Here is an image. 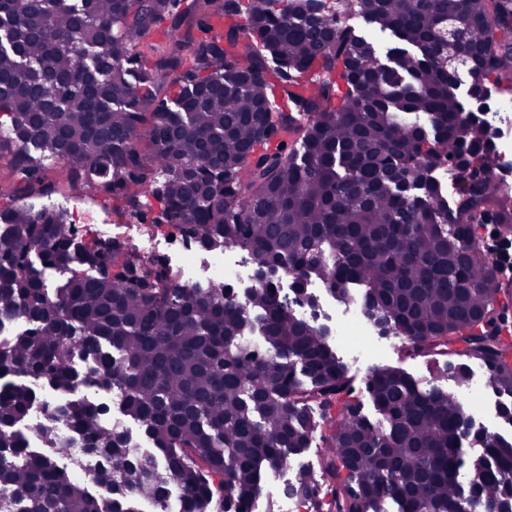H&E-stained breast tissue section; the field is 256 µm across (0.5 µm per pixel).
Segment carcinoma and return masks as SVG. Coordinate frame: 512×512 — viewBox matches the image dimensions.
Segmentation results:
<instances>
[{
  "label": "carcinoma",
  "mask_w": 512,
  "mask_h": 512,
  "mask_svg": "<svg viewBox=\"0 0 512 512\" xmlns=\"http://www.w3.org/2000/svg\"><path fill=\"white\" fill-rule=\"evenodd\" d=\"M0 0V143L12 192L49 196L43 161L67 181L124 200L144 223L149 198L202 251L240 248L252 284L187 285L161 257L112 237L85 242L63 211L0 209V512H248L262 471L325 443L324 480L297 472L289 497L312 512H512V439L475 427L457 391L470 363L509 402L512 342L486 333L497 301L477 224L512 234V205L488 171L493 128L465 109L461 50L479 102L512 93V0ZM350 8L408 48L384 63L343 27ZM228 19L214 34L205 17ZM168 23L163 44H146ZM193 65L184 67L185 52ZM458 179L454 202L436 173ZM86 272L49 289L42 274ZM291 275L294 300L280 296ZM321 283L382 316L409 351L445 358L428 389L374 369L362 413L332 333L300 317ZM104 380L112 405L85 390ZM57 399L47 406L46 393ZM34 423L41 449L20 426ZM131 419L159 454H144ZM84 443L103 460L76 476L56 455ZM477 445V456L466 447ZM474 473L464 491L462 470ZM100 488L101 495L94 492Z\"/></svg>",
  "instance_id": "carcinoma-1"
}]
</instances>
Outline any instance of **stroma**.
<instances>
[{
    "mask_svg": "<svg viewBox=\"0 0 512 512\" xmlns=\"http://www.w3.org/2000/svg\"><path fill=\"white\" fill-rule=\"evenodd\" d=\"M66 170L65 161L53 164L51 175L60 181L61 187L46 204L64 211L70 223L83 234L117 238L128 242L142 255L165 257L171 266L181 271L184 281L190 283L230 280L240 289L249 285L253 267L246 252L228 248L221 254H209L187 248L180 238L175 237L173 229L143 230L139 224L119 216L118 201L106 200L87 188L73 189L65 185ZM313 291L319 299L315 321L332 329L336 354L354 386L362 392L360 400L367 417L377 416L369 396L363 392L365 381L374 368L397 367L421 384L431 381L434 363L430 358L409 353L399 337L380 335L362 317L359 306L338 302L319 285L314 286ZM472 374V387L463 393L462 399L471 406L477 425L511 438L512 424L499 417L497 397L487 384L484 368L473 365ZM323 462L324 445L316 438L295 465L264 471L257 512H291L292 503L284 494L286 484L293 480L300 467L305 468L315 481H322Z\"/></svg>",
    "mask_w": 512,
    "mask_h": 512,
    "instance_id": "stroma-1",
    "label": "stroma"
}]
</instances>
